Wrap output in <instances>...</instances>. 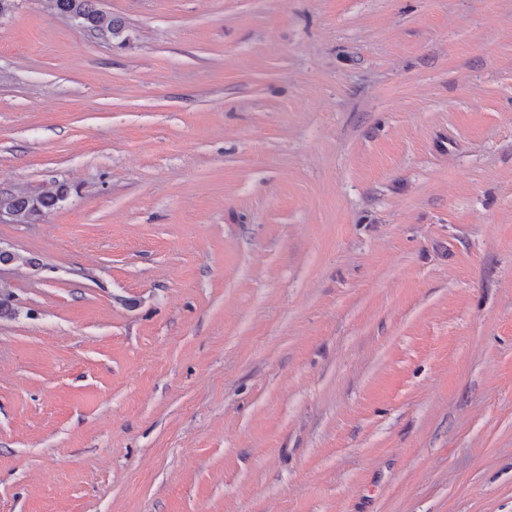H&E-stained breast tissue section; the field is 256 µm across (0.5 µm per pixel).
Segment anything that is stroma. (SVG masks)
Instances as JSON below:
<instances>
[{"label":"stroma","mask_w":512,"mask_h":512,"mask_svg":"<svg viewBox=\"0 0 512 512\" xmlns=\"http://www.w3.org/2000/svg\"><path fill=\"white\" fill-rule=\"evenodd\" d=\"M0 18V512H512V0ZM97 0H54L56 10L89 32L108 33L120 37L125 23L97 7ZM67 190L59 188L55 192H47L36 196L26 194H9L0 197V206L9 209L13 214V222L29 223L44 211L56 207L64 201ZM12 214L0 208V222L12 220Z\"/></svg>","instance_id":"obj_1"}]
</instances>
